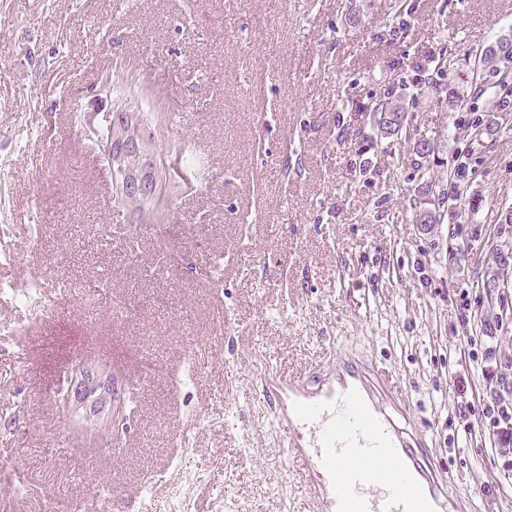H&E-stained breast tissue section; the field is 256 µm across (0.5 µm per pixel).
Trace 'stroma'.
Here are the masks:
<instances>
[{"instance_id": "35a3bbf8", "label": "stroma", "mask_w": 512, "mask_h": 512, "mask_svg": "<svg viewBox=\"0 0 512 512\" xmlns=\"http://www.w3.org/2000/svg\"><path fill=\"white\" fill-rule=\"evenodd\" d=\"M502 38L512 0H0V512H318L261 381L345 361L394 373L379 398L472 512H512L470 369L496 322L512 362V106L470 137ZM387 91L438 145L424 179L373 127ZM122 110L158 209L118 194ZM81 363L133 388L117 435L63 411Z\"/></svg>"}]
</instances>
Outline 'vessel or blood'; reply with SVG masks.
I'll use <instances>...</instances> for the list:
<instances>
[{"instance_id":"b4317fda","label":"vessel or blood","mask_w":512,"mask_h":512,"mask_svg":"<svg viewBox=\"0 0 512 512\" xmlns=\"http://www.w3.org/2000/svg\"><path fill=\"white\" fill-rule=\"evenodd\" d=\"M335 382L290 381L291 404L278 431L325 494L326 512H468L420 462L415 437L370 394L357 366Z\"/></svg>"}]
</instances>
